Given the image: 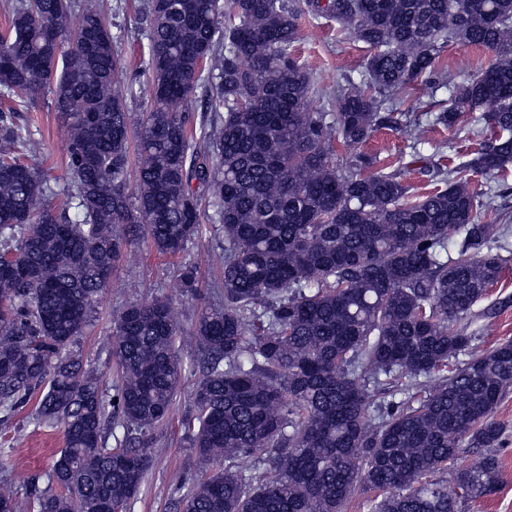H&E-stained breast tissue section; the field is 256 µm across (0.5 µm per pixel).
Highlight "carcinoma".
<instances>
[{"mask_svg":"<svg viewBox=\"0 0 512 512\" xmlns=\"http://www.w3.org/2000/svg\"><path fill=\"white\" fill-rule=\"evenodd\" d=\"M301 11L372 50L333 112L307 109ZM147 18L150 98L137 114L115 91L124 62L99 0H16L0 35V428L34 399L36 421L64 437L48 486L30 491L38 512H127L181 390L185 336L202 369L186 419L199 475L176 512H345L368 490L392 492L375 512H457L462 498L490 496L512 342L482 351L449 325L502 272L500 227L480 222L489 201L462 178L411 199L397 175L371 172L377 156L343 174L332 155L333 141L381 128L419 141L384 101L435 77L453 87L438 122L479 112L497 131L469 168L512 166V0H303L299 11L149 0ZM451 42L495 60L456 85L438 70ZM198 88L208 130L183 109ZM45 96L67 144L61 182L31 162L39 142L13 120L12 104ZM132 131L143 158L133 189ZM207 218L224 233L222 303L206 301L192 262L178 266L180 287L204 301L190 331L165 297L128 303L112 319L106 391L73 345L114 267L142 240L179 255ZM452 232L463 234L456 258ZM370 381L404 398L372 414ZM463 442L481 458L448 467Z\"/></svg>","mask_w":512,"mask_h":512,"instance_id":"carcinoma-1","label":"carcinoma"}]
</instances>
